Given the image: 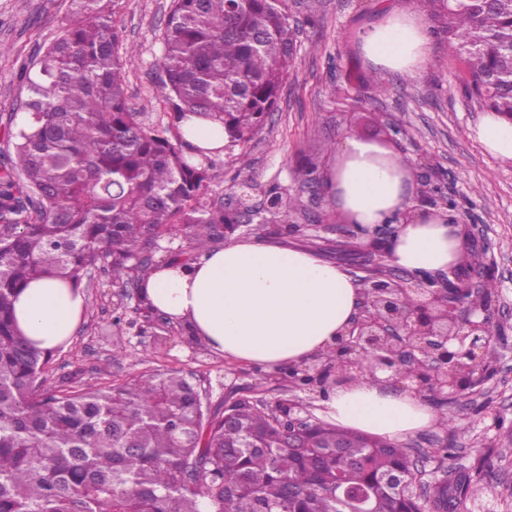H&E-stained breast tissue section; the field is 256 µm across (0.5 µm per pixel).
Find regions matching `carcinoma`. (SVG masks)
I'll list each match as a JSON object with an SVG mask.
<instances>
[{
  "label": "carcinoma",
  "mask_w": 512,
  "mask_h": 512,
  "mask_svg": "<svg viewBox=\"0 0 512 512\" xmlns=\"http://www.w3.org/2000/svg\"><path fill=\"white\" fill-rule=\"evenodd\" d=\"M457 60L455 78L487 111L512 116V0H422ZM116 0H70L60 36L20 82L0 138V512H350L336 477L374 492L373 512H453L471 479L444 480L432 502L412 449L313 422L309 448H287L281 418L249 400L229 417L174 373L79 391L47 386L53 351L34 347L13 312L36 279L79 288L101 268L144 288L159 241L191 264L232 240L239 215L213 196L221 149L188 140L193 115L224 128L232 152L276 110L297 58L286 0H170L157 88L164 111L128 102ZM376 99L381 75L363 80ZM302 187L322 185L311 159ZM260 224H287L300 198L269 187Z\"/></svg>",
  "instance_id": "obj_1"
}]
</instances>
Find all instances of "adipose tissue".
<instances>
[{"instance_id":"adipose-tissue-1","label":"adipose tissue","mask_w":512,"mask_h":512,"mask_svg":"<svg viewBox=\"0 0 512 512\" xmlns=\"http://www.w3.org/2000/svg\"><path fill=\"white\" fill-rule=\"evenodd\" d=\"M361 47L378 70L413 77L431 54L426 22L395 8L362 34ZM469 136L491 156L512 162V122L488 112ZM331 191L337 209L364 229L402 218L393 265L415 273L457 263L462 242L455 214L416 209L408 164L395 162L377 142L345 139ZM145 293L155 309L188 325L212 351L272 369L330 353L338 330L357 311L359 288L343 266L312 251L242 240L207 251L188 268L160 266L147 278ZM86 306L82 290L39 279L18 291L14 315L29 341L53 349L73 335ZM322 404L336 424L392 440L437 419L422 398L390 391L368 376L339 383Z\"/></svg>"}]
</instances>
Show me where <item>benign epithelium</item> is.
Listing matches in <instances>:
<instances>
[{"label":"benign epithelium","mask_w":512,"mask_h":512,"mask_svg":"<svg viewBox=\"0 0 512 512\" xmlns=\"http://www.w3.org/2000/svg\"><path fill=\"white\" fill-rule=\"evenodd\" d=\"M254 190L235 189L232 204L242 224H251L259 209L270 207L253 203ZM457 234L466 254H483L487 243L476 238L472 226L459 222ZM401 224L382 225V231L368 235V241L349 252V261L359 279L360 301L354 319L338 332L330 370L320 357L289 366L293 379L321 392L332 390L341 375L364 372V357L371 355L369 373L380 371L387 380L401 384L420 397L457 398L473 390L495 374L486 353L498 335L492 313L496 297L479 287V282L495 275V266L480 263L467 267L459 288H443L447 278H456L459 269L418 276L389 263L393 238ZM383 264L389 273L372 274L370 269ZM288 425V447L301 448L304 426L293 404L284 416Z\"/></svg>","instance_id":"benign-epithelium-1"}]
</instances>
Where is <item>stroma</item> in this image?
Returning <instances> with one entry per match:
<instances>
[{
  "instance_id": "35a3bbf8",
  "label": "stroma",
  "mask_w": 512,
  "mask_h": 512,
  "mask_svg": "<svg viewBox=\"0 0 512 512\" xmlns=\"http://www.w3.org/2000/svg\"><path fill=\"white\" fill-rule=\"evenodd\" d=\"M169 4H116V21L126 43L139 49L123 73L129 103L139 112L163 109L157 96V61ZM393 5L394 0H288L291 21L300 31L298 64L263 129L225 158L219 194L230 197L235 183L249 179L259 199L274 184L299 195L302 208L293 217L298 231L279 236L254 223L246 227L244 239L297 245L332 260V243L309 218L317 215L332 224L342 214L330 196L316 199L299 187L294 169L304 157L317 159L328 178L342 140H372L407 160L413 173L430 169L434 183L455 193L459 219L486 238L498 265L493 282L500 299L501 336L491 352L497 372L480 389L437 407V421L403 443L426 458L431 481L443 479L449 469L481 482L480 492L461 498L458 512H512V280L506 277L512 269V162L493 158L470 138L469 127L483 110L454 80L455 59L440 39L432 41L425 74H388L389 94L368 98L360 79L372 69L361 54L360 36ZM68 6L69 0H0V116L7 115L21 95L19 69L57 37ZM312 14L318 19L313 26L307 22ZM348 71L354 82L346 84L344 94L332 95L337 75ZM84 283L87 308L73 336L54 353L47 374L50 385L86 388L176 371L198 387L213 408L222 407L225 397L244 395L271 405L293 403L302 416L323 419L320 396L295 388L287 368L271 370L228 360L190 344L177 331L162 338L151 330L137 335L128 327H115L116 287L110 276L95 270ZM447 415L457 420L456 434H449L443 423ZM445 446L453 447L454 454L444 463L438 450Z\"/></svg>"
}]
</instances>
